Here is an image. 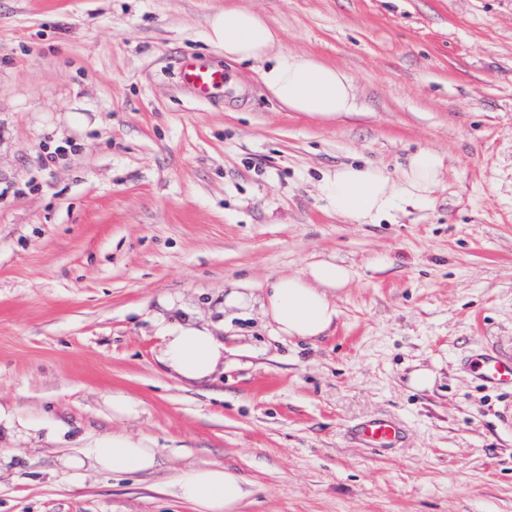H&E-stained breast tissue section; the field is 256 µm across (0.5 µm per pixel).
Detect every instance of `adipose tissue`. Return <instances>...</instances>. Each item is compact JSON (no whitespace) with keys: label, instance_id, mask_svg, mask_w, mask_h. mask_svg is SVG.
I'll return each instance as SVG.
<instances>
[{"label":"adipose tissue","instance_id":"ef3b65f1","mask_svg":"<svg viewBox=\"0 0 512 512\" xmlns=\"http://www.w3.org/2000/svg\"><path fill=\"white\" fill-rule=\"evenodd\" d=\"M206 38L226 59L258 63L266 90L287 111L320 121L357 112L355 87L345 71L311 55L281 54L277 30L256 12L234 7L215 12ZM442 175V157L422 149L395 176L371 165L337 167L321 183L320 193L337 216L353 224H375L394 218L405 205L427 207ZM353 277L351 267L329 256L303 271L275 276L258 294L248 286L231 284L224 293V307L240 318L260 309L275 335L315 340L335 324V296ZM158 359L179 378L202 381L223 365L224 343L208 326L175 323L164 331ZM157 463V449L122 434L97 438L62 460L77 480L90 472H149ZM172 485L194 512H240L250 494L242 476L217 465L183 468Z\"/></svg>","mask_w":512,"mask_h":512}]
</instances>
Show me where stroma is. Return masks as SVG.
Masks as SVG:
<instances>
[{
  "label": "stroma",
  "mask_w": 512,
  "mask_h": 512,
  "mask_svg": "<svg viewBox=\"0 0 512 512\" xmlns=\"http://www.w3.org/2000/svg\"><path fill=\"white\" fill-rule=\"evenodd\" d=\"M227 6L343 69L358 114L282 109L208 44ZM185 54L224 70L210 101ZM421 148L445 158L430 208L352 224L319 192ZM325 255L355 271L328 336L225 320V285ZM175 322L214 328L222 371L158 362ZM487 351L512 355V0H0V404L64 430L0 428V512H191L171 480L214 464L249 481L242 512H512V390L469 369ZM377 418L397 447L352 440ZM112 433L158 466L72 479L61 457Z\"/></svg>",
  "instance_id": "stroma-1"
}]
</instances>
